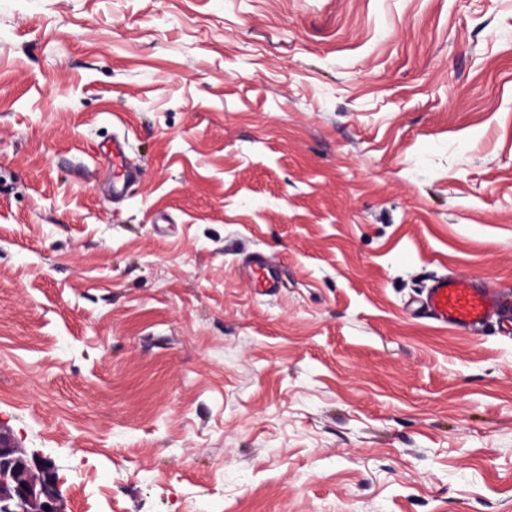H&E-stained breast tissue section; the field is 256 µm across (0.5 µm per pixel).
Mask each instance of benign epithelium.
Masks as SVG:
<instances>
[{
  "label": "benign epithelium",
  "instance_id": "7a95c632",
  "mask_svg": "<svg viewBox=\"0 0 512 512\" xmlns=\"http://www.w3.org/2000/svg\"><path fill=\"white\" fill-rule=\"evenodd\" d=\"M0 512H63L54 463L0 428Z\"/></svg>",
  "mask_w": 512,
  "mask_h": 512
}]
</instances>
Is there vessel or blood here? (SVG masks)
<instances>
[{
	"label": "vessel or blood",
	"instance_id": "1",
	"mask_svg": "<svg viewBox=\"0 0 512 512\" xmlns=\"http://www.w3.org/2000/svg\"><path fill=\"white\" fill-rule=\"evenodd\" d=\"M425 304L434 320L443 326L457 328L478 324L494 313L508 310L498 292L475 280L448 275L432 283Z\"/></svg>",
	"mask_w": 512,
	"mask_h": 512
}]
</instances>
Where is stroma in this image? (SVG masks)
Masks as SVG:
<instances>
[{"mask_svg": "<svg viewBox=\"0 0 512 512\" xmlns=\"http://www.w3.org/2000/svg\"><path fill=\"white\" fill-rule=\"evenodd\" d=\"M445 274L512 292V0H0V428L65 512H512Z\"/></svg>", "mask_w": 512, "mask_h": 512, "instance_id": "stroma-1", "label": "stroma"}]
</instances>
